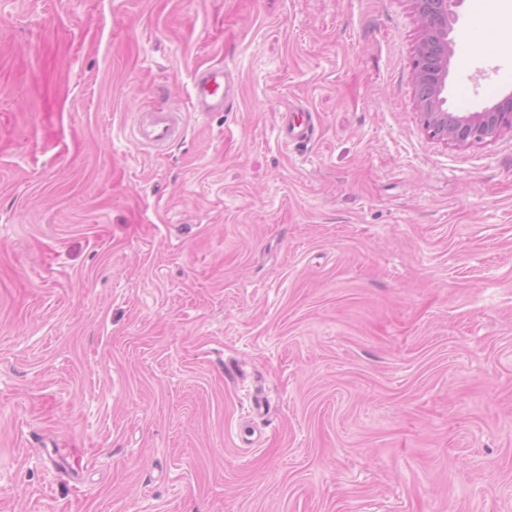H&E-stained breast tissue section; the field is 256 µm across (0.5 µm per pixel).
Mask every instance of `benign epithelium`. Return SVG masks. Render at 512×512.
Wrapping results in <instances>:
<instances>
[{
    "mask_svg": "<svg viewBox=\"0 0 512 512\" xmlns=\"http://www.w3.org/2000/svg\"><path fill=\"white\" fill-rule=\"evenodd\" d=\"M419 27L413 60L416 107L424 130L437 141L466 148L512 133V96L481 112L451 113L443 93L451 54L450 19L459 0H408Z\"/></svg>",
    "mask_w": 512,
    "mask_h": 512,
    "instance_id": "1",
    "label": "benign epithelium"
}]
</instances>
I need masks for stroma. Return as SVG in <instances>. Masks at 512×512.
<instances>
[{"mask_svg": "<svg viewBox=\"0 0 512 512\" xmlns=\"http://www.w3.org/2000/svg\"><path fill=\"white\" fill-rule=\"evenodd\" d=\"M473 4L452 112L512 94ZM417 39L408 0H0V512H512V134L431 139ZM235 77L224 66L210 67L195 79L194 107L200 114L229 110L234 98ZM173 109L154 110L133 128L134 137L157 152L164 151L179 132V114Z\"/></svg>", "mask_w": 512, "mask_h": 512, "instance_id": "obj_1", "label": "stroma"}]
</instances>
